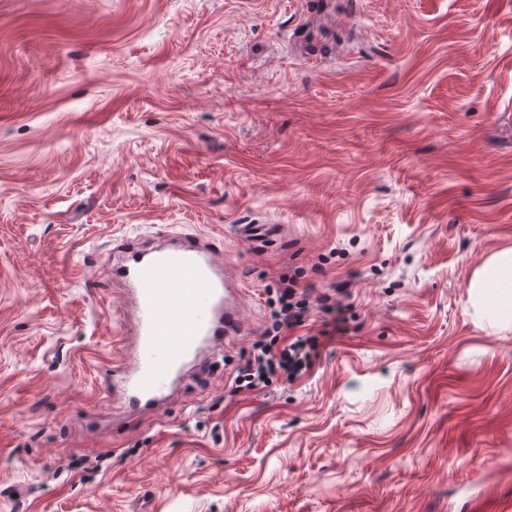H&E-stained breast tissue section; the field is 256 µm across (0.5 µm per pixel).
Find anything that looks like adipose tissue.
Segmentation results:
<instances>
[{"label":"adipose tissue","mask_w":512,"mask_h":512,"mask_svg":"<svg viewBox=\"0 0 512 512\" xmlns=\"http://www.w3.org/2000/svg\"><path fill=\"white\" fill-rule=\"evenodd\" d=\"M485 308L498 319L512 321V250L494 255L472 283Z\"/></svg>","instance_id":"ef3b65f1"}]
</instances>
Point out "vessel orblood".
Instances as JSON below:
<instances>
[{
    "mask_svg": "<svg viewBox=\"0 0 512 512\" xmlns=\"http://www.w3.org/2000/svg\"><path fill=\"white\" fill-rule=\"evenodd\" d=\"M111 274L132 349L127 363L102 369L99 386L123 408H167L190 369L249 329L224 252L210 242L174 235L147 247L125 243L112 251Z\"/></svg>",
    "mask_w": 512,
    "mask_h": 512,
    "instance_id": "vessel-or-blood-1",
    "label": "vessel or blood"
}]
</instances>
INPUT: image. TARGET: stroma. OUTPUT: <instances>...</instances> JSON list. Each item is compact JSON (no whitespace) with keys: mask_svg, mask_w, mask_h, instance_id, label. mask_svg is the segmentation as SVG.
Masks as SVG:
<instances>
[{"mask_svg":"<svg viewBox=\"0 0 512 512\" xmlns=\"http://www.w3.org/2000/svg\"><path fill=\"white\" fill-rule=\"evenodd\" d=\"M163 232L240 281L228 365L282 276L344 331L122 418L110 249ZM509 248L512 0H0V512H512V322L471 289Z\"/></svg>","mask_w":512,"mask_h":512,"instance_id":"1","label":"stroma"}]
</instances>
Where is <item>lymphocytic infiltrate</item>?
<instances>
[{"mask_svg":"<svg viewBox=\"0 0 512 512\" xmlns=\"http://www.w3.org/2000/svg\"><path fill=\"white\" fill-rule=\"evenodd\" d=\"M269 298V324L236 366L230 393L262 391L277 383L297 380L309 372L321 343L319 336L305 334L312 319L325 329L341 331L344 322V291L314 295L295 278H279Z\"/></svg>","mask_w":512,"mask_h":512,"instance_id":"f902f5d3","label":"lymphocytic infiltrate"}]
</instances>
